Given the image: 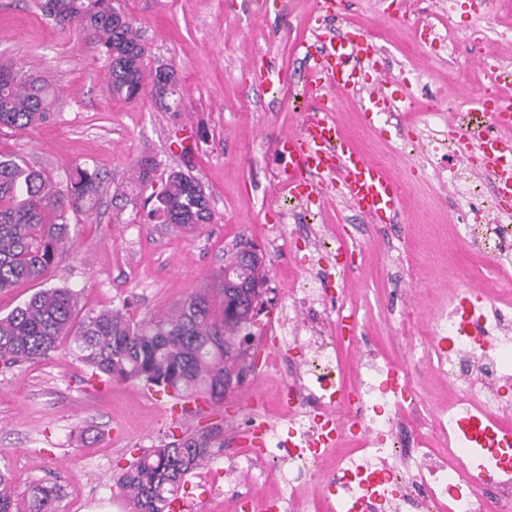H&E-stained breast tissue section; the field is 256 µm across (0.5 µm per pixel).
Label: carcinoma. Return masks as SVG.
<instances>
[{
    "mask_svg": "<svg viewBox=\"0 0 512 512\" xmlns=\"http://www.w3.org/2000/svg\"><path fill=\"white\" fill-rule=\"evenodd\" d=\"M42 14L62 30L79 27L109 59L112 95L133 101L145 88L147 46L140 29L114 0H39ZM57 103L50 83L15 64H0V130H24L45 122ZM151 157L140 159L131 187L152 181ZM102 179L77 167L61 187L55 176L19 156L0 154V293L45 276L65 251L70 212L97 207ZM148 211L157 224L195 230L211 223L201 181L168 174ZM240 245L225 253L221 282L252 283L255 268L238 259ZM263 289L206 288L157 320L133 324L120 308L80 314L70 288H45L0 317V370L41 360L68 341V350L99 383L137 381L182 399L224 400L231 367L240 358L237 339L250 322L246 308L262 309ZM210 439L187 436L144 452L113 479L125 512H168L181 483L209 456ZM58 485L17 491L0 470V512H55Z\"/></svg>",
    "mask_w": 512,
    "mask_h": 512,
    "instance_id": "1",
    "label": "carcinoma"
}]
</instances>
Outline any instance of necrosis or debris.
<instances>
[{"instance_id":"1","label":"necrosis or debris","mask_w":512,"mask_h":512,"mask_svg":"<svg viewBox=\"0 0 512 512\" xmlns=\"http://www.w3.org/2000/svg\"><path fill=\"white\" fill-rule=\"evenodd\" d=\"M454 231L473 258L467 287L448 294L432 318L427 344H411L413 364L446 379L452 396L432 407L420 395L408 370L379 355L359 359L353 387L340 381L341 367L332 336L317 325H292L280 310L260 338L273 350L305 348L307 356L293 371L280 395L291 409L286 422L253 413L249 430L260 444L241 463L257 486L275 484L276 494L223 497L224 471L202 473L199 483L215 502L213 512H398L401 503L415 512H476L477 495L491 493L495 512H512V445L502 435L489 436L490 464L450 475L447 457L430 448L439 438L459 447L464 424L474 418L512 415V298L502 294V277L512 274V224L504 222L498 193L468 191ZM310 258L314 278L302 279L289 295L326 305L321 282L351 269L353 253L321 242ZM480 282L479 302L469 285ZM351 450L338 453L345 437ZM315 479L321 492L307 498L297 489L303 477Z\"/></svg>"}]
</instances>
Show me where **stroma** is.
I'll return each instance as SVG.
<instances>
[{
	"label": "stroma",
	"mask_w": 512,
	"mask_h": 512,
	"mask_svg": "<svg viewBox=\"0 0 512 512\" xmlns=\"http://www.w3.org/2000/svg\"><path fill=\"white\" fill-rule=\"evenodd\" d=\"M148 41L147 71L175 66L178 105L166 109L150 95L127 101L113 96L109 59L82 32L56 28L34 0H0V58L46 78L60 99L50 117L21 132L0 131V154L23 157L29 165L64 179L72 168L97 171L103 180L100 205L91 214H69L66 251L44 280L0 294V315L43 288L66 287L79 294L82 310L124 307L132 322L163 316L189 296L219 285L225 251L255 244L264 225L280 221L292 202L278 190L275 175L280 138L296 129L311 101L301 79L306 60L297 43L322 21L317 0H286L260 7L249 0H119ZM429 0H406L405 12L392 0H350L333 26L373 31L391 77L384 83L366 69V85L393 97L411 98L409 117L381 132L371 129L351 96L341 98L338 120L367 155L383 165L403 188L399 223L369 224L345 202L327 193L312 201L306 220L326 225L355 251L354 272L336 281L338 303L357 315V339L336 338L344 383L354 379L360 352L375 349L385 360L408 366V344L423 339L439 299L460 286L467 265L465 244L449 225L461 200L452 175L439 172L423 153L430 132L447 130L448 104L460 93L458 72L470 75V94L487 82L476 64L469 35L485 32L482 52L512 65V42L482 5L457 0L450 42L437 44L415 19ZM281 70L285 88L271 99L256 88L244 67L247 53ZM423 77L439 100L430 110L416 77ZM152 157L158 172L180 170L198 177L210 195L213 219L203 230L188 231L151 223L143 207L118 208L115 187L124 185L137 160ZM409 247L417 260L415 291H407L391 255ZM298 272L294 259L267 255L265 275L271 307L288 301ZM249 348L254 373L229 388L223 401L198 400L184 430L207 433L224 445L223 457L207 468L224 466L246 450L236 401L260 387L271 419L281 420L278 383L287 368L261 365ZM167 394L133 381L100 385L66 348L35 363L0 371V469H8L19 489L58 484L57 512H72L80 494L83 512H121L111 499L113 475L143 451L160 444L175 428L161 411Z\"/></svg>",
	"instance_id": "35a3bbf8"
}]
</instances>
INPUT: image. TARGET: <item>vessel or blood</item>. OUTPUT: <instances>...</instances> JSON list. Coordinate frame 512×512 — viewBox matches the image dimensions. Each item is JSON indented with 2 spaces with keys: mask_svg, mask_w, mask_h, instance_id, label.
<instances>
[{
  "mask_svg": "<svg viewBox=\"0 0 512 512\" xmlns=\"http://www.w3.org/2000/svg\"><path fill=\"white\" fill-rule=\"evenodd\" d=\"M308 61L314 121L286 133L281 145L288 157V189L304 196L322 194V184L313 182L316 174L334 175L337 189L347 203L373 224H390L402 211L403 195L399 181L381 164L370 160L364 151L343 134L336 118L337 98L361 80L357 59L370 50L362 35L343 37L332 33L316 34L313 41L300 42ZM255 83L265 94L277 96L282 80L266 66H252ZM486 131L492 132L490 148L480 150V166L492 174L503 195L512 194V96L481 93L470 100Z\"/></svg>",
  "mask_w": 512,
  "mask_h": 512,
  "instance_id": "obj_1",
  "label": "vessel or blood"
}]
</instances>
